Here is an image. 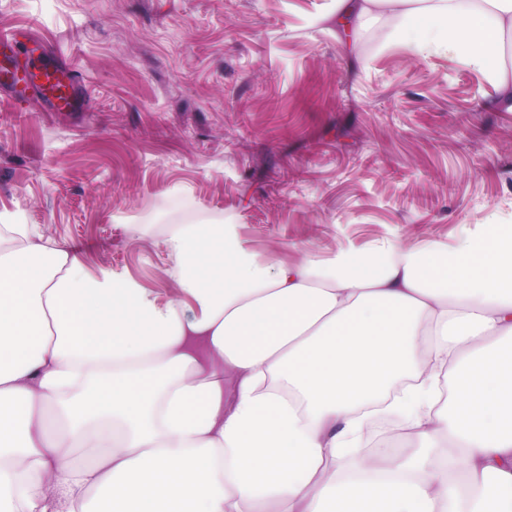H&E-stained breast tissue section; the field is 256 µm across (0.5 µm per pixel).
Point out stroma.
I'll return each mask as SVG.
<instances>
[{"label":"stroma","instance_id":"35a3bbf8","mask_svg":"<svg viewBox=\"0 0 512 512\" xmlns=\"http://www.w3.org/2000/svg\"><path fill=\"white\" fill-rule=\"evenodd\" d=\"M15 27V62L71 71L75 105L0 90V215L88 274L167 300L166 225L216 218L261 262L452 248L512 220L496 80L382 19L351 49L336 0H0Z\"/></svg>","mask_w":512,"mask_h":512}]
</instances>
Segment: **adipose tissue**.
I'll use <instances>...</instances> for the list:
<instances>
[{
    "label": "adipose tissue",
    "instance_id": "adipose-tissue-1",
    "mask_svg": "<svg viewBox=\"0 0 512 512\" xmlns=\"http://www.w3.org/2000/svg\"><path fill=\"white\" fill-rule=\"evenodd\" d=\"M512 79V0H336ZM158 302L0 221V512H512V224L455 249L253 260L216 219L171 224ZM423 455L356 474L366 423Z\"/></svg>",
    "mask_w": 512,
    "mask_h": 512
}]
</instances>
